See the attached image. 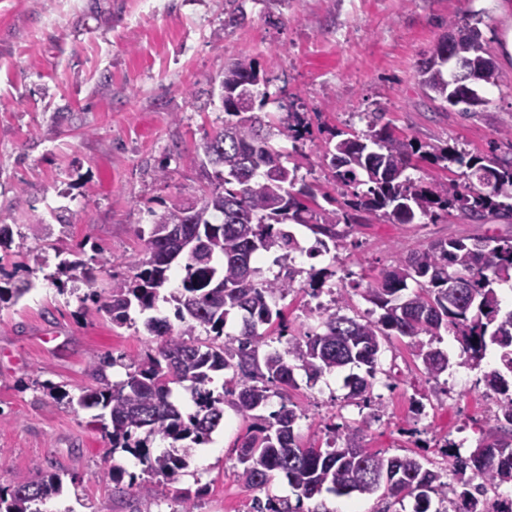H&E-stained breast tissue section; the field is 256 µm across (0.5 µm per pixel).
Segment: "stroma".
I'll return each mask as SVG.
<instances>
[{
  "label": "stroma",
  "instance_id": "35a3bbf8",
  "mask_svg": "<svg viewBox=\"0 0 512 512\" xmlns=\"http://www.w3.org/2000/svg\"><path fill=\"white\" fill-rule=\"evenodd\" d=\"M243 23L225 26L224 0H0V224L14 230L0 248V286L31 283L17 304L0 306V488L61 472L64 490L43 512H177L190 494L194 512H250L254 499L288 498L275 477L262 490L237 477V447L251 422L225 409L224 423L196 446L179 479L147 499L135 489L141 466L113 450L94 411L72 404L93 386L91 368L105 355L111 381L125 379L126 360L155 352L159 339L133 313L116 326L88 300L127 278L142 256L153 214L179 197L193 200L206 186L189 159L224 119V69L247 54L267 79L264 113H303L305 138L292 153L300 176L317 183L345 210L351 188L333 181L321 145L333 133L365 134L366 113L382 111L395 135L442 144L466 156L512 158V60L503 46L512 11L501 0H242ZM476 23L497 65L479 86L480 111L441 109L417 76L424 53L452 20ZM224 38L213 41L215 29ZM41 216L39 238L27 226ZM482 236L512 239V220L471 222L456 211L397 224L356 214L349 247L335 255L299 256L302 270H325L344 293L349 315L365 316V291L399 254L431 242ZM108 263L94 287L57 280L61 254ZM301 289L283 300L284 328L267 338L284 350L317 325L310 308L329 302ZM440 349L452 366L447 379L428 378L407 338L394 336L379 356L371 403L348 399L345 376L308 382L296 371L289 390L301 417L296 431L313 440L329 424L373 420L363 447L390 455L414 452L446 467L445 442L461 455L474 449L478 429L497 396L481 367L461 364L459 345L443 334ZM119 465L112 480L107 471ZM412 512V500L379 496H321L302 512Z\"/></svg>",
  "mask_w": 512,
  "mask_h": 512
}]
</instances>
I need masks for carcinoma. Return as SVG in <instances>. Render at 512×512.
<instances>
[{
  "label": "carcinoma",
  "mask_w": 512,
  "mask_h": 512,
  "mask_svg": "<svg viewBox=\"0 0 512 512\" xmlns=\"http://www.w3.org/2000/svg\"><path fill=\"white\" fill-rule=\"evenodd\" d=\"M478 48L461 38L448 45L440 37L418 65V77L433 102L456 106L466 103L475 84L488 82L489 71L467 86L448 79V53L473 57ZM266 83L263 74L245 55L224 69V112L227 118L203 146L204 167L217 158L207 176L208 187L192 202L174 198L154 215L145 242V257L134 260L132 275L115 281L104 297L88 294L123 326L131 322L134 308L154 307L159 290L169 279L172 264L183 261L180 288L170 294L178 325L166 318L150 317L144 327L161 338L156 353L127 365L126 379L113 383L106 368L117 363L110 355L92 368L96 385L76 399L84 409H98L109 417L112 449L130 453L143 467L147 479L138 485L146 497L157 495L160 481L174 482L188 467L190 449L202 443L224 423V406L247 417L277 396L280 407L272 421L258 425L238 446L239 480L261 489L275 476L288 482L296 503L288 498L253 501V512H300L299 503L326 491L339 496L381 493L401 501L414 499V512H429L431 496L467 499L471 490L482 497L484 508L469 512H512V501L487 499L489 491L512 484V310L504 312L497 285L512 279V240L478 237L440 240L400 257L396 266L380 274L367 298L382 310L377 318L345 313L342 294L328 306H317L319 326L288 342L284 351L260 354L265 326L282 320L278 301L294 288L298 271L287 267L271 277L260 275L255 263L275 252L287 261L297 252L322 254L328 244L345 245L347 232L334 209L305 201L316 200L318 187L298 177L299 166L279 146L297 143L307 132L297 112L286 119L265 120L240 105L254 100ZM368 133L328 141L322 159L334 181L345 186H366L353 193L349 207L382 214L398 224H414L437 211L454 209L471 221L512 219V159L485 162L466 157L437 144L428 149L394 135L382 123L384 113L368 112ZM422 154L435 162L466 168L467 183L433 181L422 184L405 175L413 157ZM299 224L315 234L304 248L289 225ZM181 225L193 238L183 247L172 227ZM59 273L91 286L95 268L84 260L63 259ZM31 290L26 283L0 287V303H15ZM241 317L237 335L224 332L230 316ZM450 332L460 344V355L475 367L489 347L500 351L501 366L485 373L488 385L501 395L491 424L481 431L476 448L463 457L445 442L448 475L408 455L370 451L358 442V433L370 426L363 419L347 431L325 426V445H306L295 432L297 414L287 390L296 386L294 370L308 382L346 368L359 369L346 377L349 398L368 402L377 373L382 340L395 333L410 339L413 355L426 374L437 380L448 371V356L434 342ZM205 333L206 341L198 339ZM231 372L220 393L208 388L212 374ZM183 385L193 394L196 410L185 413L171 400L172 386ZM168 442L154 454L150 442ZM62 475L49 473L37 480L0 493V512H41L39 505L62 492Z\"/></svg>",
  "instance_id": "carcinoma-1"
}]
</instances>
